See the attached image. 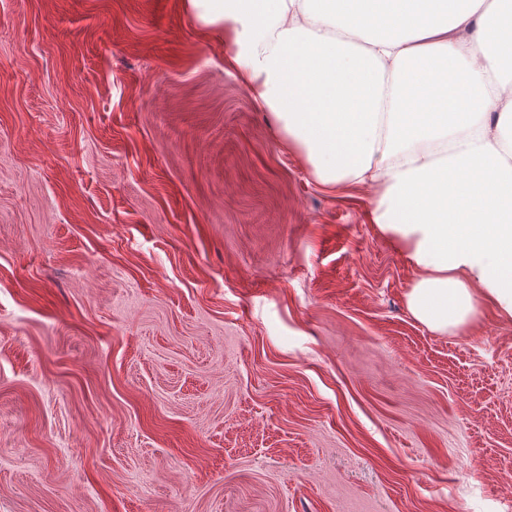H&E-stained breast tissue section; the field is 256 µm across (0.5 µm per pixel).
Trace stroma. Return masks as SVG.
I'll return each mask as SVG.
<instances>
[{"mask_svg": "<svg viewBox=\"0 0 512 512\" xmlns=\"http://www.w3.org/2000/svg\"><path fill=\"white\" fill-rule=\"evenodd\" d=\"M183 0H0V512H512V322L416 321Z\"/></svg>", "mask_w": 512, "mask_h": 512, "instance_id": "obj_1", "label": "stroma"}]
</instances>
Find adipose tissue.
Listing matches in <instances>:
<instances>
[{"mask_svg": "<svg viewBox=\"0 0 512 512\" xmlns=\"http://www.w3.org/2000/svg\"><path fill=\"white\" fill-rule=\"evenodd\" d=\"M323 187L374 186L377 232L439 334L512 319V0H187Z\"/></svg>", "mask_w": 512, "mask_h": 512, "instance_id": "ef3b65f1", "label": "adipose tissue"}]
</instances>
